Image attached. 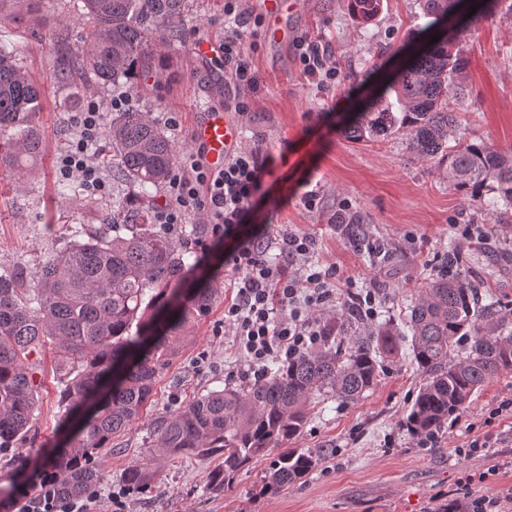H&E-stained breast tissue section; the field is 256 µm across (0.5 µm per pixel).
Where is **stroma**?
I'll return each instance as SVG.
<instances>
[{
  "mask_svg": "<svg viewBox=\"0 0 512 512\" xmlns=\"http://www.w3.org/2000/svg\"><path fill=\"white\" fill-rule=\"evenodd\" d=\"M68 3L0 0V39H22L23 64L41 91L37 122L44 140L39 165L23 187H16L12 173L0 167V270L37 268L63 246L71 226L103 221L98 206L86 197L63 198L55 174L73 132V113L65 105L68 86L59 77L60 44L74 48L85 36L81 18ZM297 5L296 37L330 46L339 75L334 83L317 85L300 69L293 40L262 38L251 49L257 85L247 94V114L237 119L240 143L249 147L258 141L272 153L287 151L288 163L264 178L262 194L244 224L206 252L201 268L212 277L218 296L207 315L186 328L157 378L151 409L117 438L116 449L98 454L96 465L108 481L94 512H120L124 506L132 512H435L460 491L465 475L487 473L512 458L510 442L485 457L457 451L482 434L493 401L512 397V373L474 396L437 447H416L404 421L420 377L406 346L385 359L378 381L359 401L318 395L295 445L332 448L336 456L279 492L262 491L270 459L241 473L231 490L213 492L206 488V476L217 457L170 456L153 448L155 418L210 391L240 387L234 376L239 356L224 333V300L234 278L224 256L262 230L312 234L318 241L317 260L336 264L355 288H379L380 327L406 331L417 295L433 279L432 265L455 249L462 252L459 276L512 313V208L492 206L488 192L470 198L439 179L432 163L408 154L402 133L367 143L343 135L358 105L428 37L429 20L420 0H385L381 13L364 26L349 17L344 0H297ZM178 26L181 45L157 44L151 70L137 72L123 86L133 89L134 105L158 124L176 115L180 127L170 136L184 154L195 147L193 127L201 112L224 100L223 57L205 63L187 51L196 41L223 44L224 0H185ZM461 47L468 60L469 90L460 104L467 133L512 149V7L506 0H491L468 27ZM309 190L319 196L316 206L302 199ZM344 205L365 225L367 238L384 245V255L353 247L333 225ZM457 224L483 225L485 241L461 247L453 231ZM36 378L41 383L37 410L22 448L27 469L21 474L0 466V507L31 485L36 469L64 436L50 350L41 353ZM137 462L151 463L154 470L152 487L143 495L128 493L120 481ZM510 486L512 470L500 469L476 490L491 496Z\"/></svg>",
  "mask_w": 512,
  "mask_h": 512,
  "instance_id": "obj_1",
  "label": "stroma"
}]
</instances>
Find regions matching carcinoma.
Here are the masks:
<instances>
[{
    "mask_svg": "<svg viewBox=\"0 0 512 512\" xmlns=\"http://www.w3.org/2000/svg\"><path fill=\"white\" fill-rule=\"evenodd\" d=\"M456 0H424L430 26L453 13ZM88 28L82 44L67 49L62 76L81 71L98 86H117L135 67L149 63L153 44L176 46L175 22L184 0H80ZM349 15L371 22L383 0H347ZM463 25L421 48L345 128L360 142L396 129L411 153L435 162L440 177L475 197L495 194L493 204L512 207V151L468 138L452 108L464 94L468 61L460 49ZM24 45L0 42V166L19 180L41 156L36 122L40 92L22 65ZM395 95L390 100L389 95ZM110 145L118 157L112 177L142 197L165 180L176 159L173 140L149 113L134 106L112 113ZM204 224L174 234L152 223L141 204H112V221L80 225L35 272L15 267L0 273V460L25 466L20 447L37 409L33 356L54 350L63 429L70 435L47 472L60 498L76 500L107 480L95 460L151 406L157 376L175 354L192 319L207 313L217 291L209 283L183 288L200 256L179 239H202ZM193 263H188L189 258ZM336 318L323 347L243 388L211 391L155 423L158 447L168 455L219 456L208 488L228 490L236 476L278 450L264 478L277 492L305 477L333 450L303 451L300 437L314 396L327 391L345 403L359 401L382 372L381 355L396 354L400 336L374 328L345 334ZM412 360L420 385L407 422L415 432L437 430L466 409L493 378L512 372V321L496 300L482 302L462 277H439L411 307ZM154 471L135 463L122 474L125 488L149 490Z\"/></svg>",
    "mask_w": 512,
    "mask_h": 512,
    "instance_id": "cac0c4a2",
    "label": "carcinoma"
}]
</instances>
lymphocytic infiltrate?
Returning a JSON list of instances; mask_svg holds the SVG:
<instances>
[{"instance_id": "lymphocytic-infiltrate-1", "label": "lymphocytic infiltrate", "mask_w": 512, "mask_h": 512, "mask_svg": "<svg viewBox=\"0 0 512 512\" xmlns=\"http://www.w3.org/2000/svg\"><path fill=\"white\" fill-rule=\"evenodd\" d=\"M224 17L236 29L224 39V63L237 91L251 89L255 82L240 32L248 23L262 25L239 10L237 0H225ZM296 58L304 74L327 82L335 80L336 60L331 49L299 40ZM131 94L121 92L109 101L97 95L87 98L83 111L72 118L74 133L57 161L61 180L76 182L104 193L109 189L102 167L91 148L107 134L106 115L130 106ZM275 157L260 145L231 153L223 165L207 163L203 147H196L175 160L164 181L163 195L154 211L155 223L168 232L182 224L206 225L209 242L229 235L240 224L252 199L260 192L263 179L274 167ZM317 239L309 233L279 231L262 233L242 242L226 255L225 263L235 272L233 296L224 304V326L233 338L241 363L236 371L243 381L263 379L270 363L285 364L321 346L329 324L338 311L354 316L364 328H371L379 315L377 288L343 292L336 265L314 258ZM278 251L281 261L267 259ZM96 493L79 501L62 502L52 480H44L15 496L12 512H92Z\"/></svg>"}]
</instances>
